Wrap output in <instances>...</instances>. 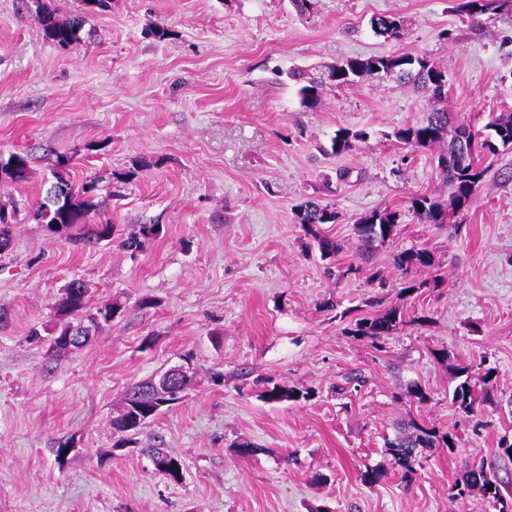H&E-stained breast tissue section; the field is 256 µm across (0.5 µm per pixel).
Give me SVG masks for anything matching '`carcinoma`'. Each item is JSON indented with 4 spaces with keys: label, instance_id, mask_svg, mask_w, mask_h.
I'll list each match as a JSON object with an SVG mask.
<instances>
[{
    "label": "carcinoma",
    "instance_id": "1",
    "mask_svg": "<svg viewBox=\"0 0 512 512\" xmlns=\"http://www.w3.org/2000/svg\"><path fill=\"white\" fill-rule=\"evenodd\" d=\"M458 10L469 18H475L487 13L501 10L512 11V0H460ZM36 19L41 25L45 37L61 48H69L80 40L83 20L73 18L66 22L58 21L53 10L44 0H37ZM372 30L387 39L398 40L402 35V24L389 16H377L371 19ZM399 72V77L425 92L435 102L443 100L446 84L440 79L446 77V72L434 62L425 57L412 54L397 56L350 57L336 65V85L348 86L365 74L388 75ZM288 78L300 84L298 93L301 104L305 107L316 105L319 100V90L322 82L317 81L301 70L288 72ZM485 128L488 133L483 140H477V134L465 126L448 125V111L444 108H434L425 118L416 124L408 125L394 132L395 139L405 145L415 148L440 146L437 156V167L443 181L451 189L448 201L443 202L435 196L420 195L412 199L411 208L418 220L423 224H445L448 222L449 211L464 210L468 207L475 191L483 181L487 168L482 166L481 150L486 149L495 153L499 149H512V112H501L492 117ZM365 134L341 129L332 140V150L337 154L351 151L355 143L364 140ZM68 159L58 161L57 170L53 172L56 183L69 189L67 197L59 206L44 200L34 211V217L45 227H55V237L84 246L97 244L102 241L110 242L114 238L115 225L95 224L90 233L82 238L76 237V230L84 224L89 214L100 207L96 200L98 182L91 179L79 186L68 178ZM29 157L24 152H14L8 156L0 168L7 170L14 167V172L5 175L13 183L26 179ZM15 217V210L0 205V251H5L11 243L10 223ZM337 213L329 205L316 201H306L297 206L298 223L302 224L310 235L317 241L321 257L329 258L336 252V244L328 237L317 233L318 226L336 223ZM399 212L396 210H375L361 216L358 220L360 244L358 250L365 255L375 248V243H384L397 233ZM160 224H139L119 246L123 249L136 251L147 243L157 239L162 234ZM396 267L404 273L411 270H422L433 265L431 254L426 249H406L394 255ZM87 288L80 280L70 282L56 306V316L61 321V327L50 337L54 346L66 351L69 348L79 349L85 346L94 336L101 323L113 321L119 317L124 305L118 299L108 300L97 308L96 313L86 319L78 320L83 325V335L73 337L66 342L61 337L67 335V318L77 316L86 306ZM402 322L401 312L396 309L387 310L372 317H362L355 320L354 327L349 333L377 340L390 335ZM460 381L452 390L451 403L464 413H474L483 404L488 394L487 386L493 380V369L488 368L478 377V383L484 388L477 389L473 383L470 367L459 368ZM192 376L185 374L176 378L174 392L164 388H156L150 381H143L129 390L122 412L112 420V428L125 438L115 442L114 447L120 448L132 443V436L139 433L144 425L165 410V404H173L191 384ZM261 396L268 402L299 401L305 395L282 387L272 381ZM456 436L451 432H440L434 428L427 429L410 422L407 432L388 443V451L397 465L403 470V476L416 473L420 465L418 456L412 454L414 448L455 447ZM145 453L151 460L154 469L169 480L178 482L182 479L173 463L179 458L165 448H147ZM464 485L469 490L478 489L483 499L498 507L497 512H512V498L507 500L500 494V485L494 472L484 464L468 468L462 480L456 485Z\"/></svg>",
    "mask_w": 512,
    "mask_h": 512
}]
</instances>
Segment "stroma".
<instances>
[{"mask_svg": "<svg viewBox=\"0 0 512 512\" xmlns=\"http://www.w3.org/2000/svg\"><path fill=\"white\" fill-rule=\"evenodd\" d=\"M49 2L56 19L85 20L71 48L44 37L34 0H0V155L30 156L26 181L0 184V204L20 209L0 256V512H494L480 491L452 494L475 463L512 496V150L486 157L468 208L421 224L412 199L450 189L436 148L393 133L433 101L365 76L324 84L308 109L287 77L424 56L448 74L445 108L480 131L512 111V14L473 20L453 0H311L303 14L291 0ZM376 15L402 20V38L375 35ZM340 129L366 137L336 155ZM62 156L76 182L140 161L88 221L162 236L134 254L52 238L28 211ZM307 199L337 213L319 228L330 260L296 221ZM385 208L400 213L396 235L360 256L359 217ZM409 248L432 267L401 274L393 256ZM74 279L88 307L117 298L123 314L80 349L29 340ZM389 309L403 313L391 335L350 334ZM464 365L494 370L474 414L450 403ZM174 367L191 387L117 447L128 390ZM267 379L306 397L266 402ZM412 420L457 440L406 478L385 442ZM244 441L255 456L237 455ZM156 445L181 458L180 482L154 470ZM369 469L382 480L365 483Z\"/></svg>", "mask_w": 512, "mask_h": 512, "instance_id": "obj_1", "label": "stroma"}]
</instances>
